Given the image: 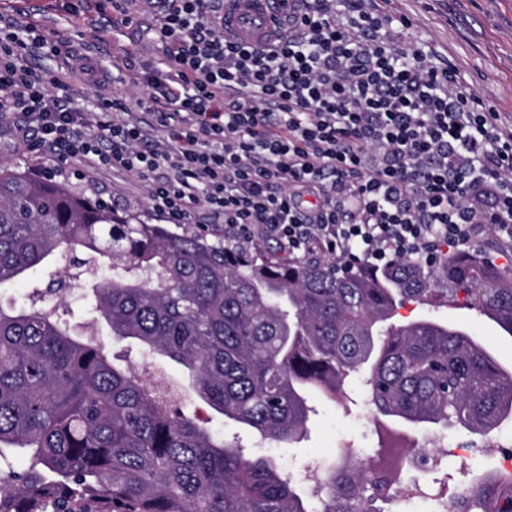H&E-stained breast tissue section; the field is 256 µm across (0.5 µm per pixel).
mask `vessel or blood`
<instances>
[{
    "label": "vessel or blood",
    "instance_id": "b4317fda",
    "mask_svg": "<svg viewBox=\"0 0 512 512\" xmlns=\"http://www.w3.org/2000/svg\"><path fill=\"white\" fill-rule=\"evenodd\" d=\"M287 0H226L224 4V35L244 44H271L272 18L287 12Z\"/></svg>",
    "mask_w": 512,
    "mask_h": 512
}]
</instances>
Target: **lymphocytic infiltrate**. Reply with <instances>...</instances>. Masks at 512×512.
I'll return each mask as SVG.
<instances>
[{
    "mask_svg": "<svg viewBox=\"0 0 512 512\" xmlns=\"http://www.w3.org/2000/svg\"><path fill=\"white\" fill-rule=\"evenodd\" d=\"M163 55L146 95L113 102L99 133L62 93L94 83L90 60L38 71L28 48L63 46L33 23L0 35V118L28 149L152 178V208L185 224L198 206L240 238L255 228L289 252L389 265L488 233L512 248V120L455 64L410 41L379 0H300L288 35L257 48L224 37V0H146Z\"/></svg>",
    "mask_w": 512,
    "mask_h": 512,
    "instance_id": "obj_1",
    "label": "lymphocytic infiltrate"
}]
</instances>
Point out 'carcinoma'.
<instances>
[{"mask_svg":"<svg viewBox=\"0 0 512 512\" xmlns=\"http://www.w3.org/2000/svg\"><path fill=\"white\" fill-rule=\"evenodd\" d=\"M120 273L99 276L104 262ZM62 272L47 282L37 267ZM30 282L28 303H0V512H314L272 456L247 455L202 426L196 400L264 440L301 438L308 393L334 401L367 370L374 427L459 428L485 444L512 423V373L464 329L428 317L396 325L413 302L458 301L512 335V272L479 249L377 267L287 261L92 203L70 186L0 163V286ZM90 285L80 329L65 297ZM106 324L163 373L115 363ZM30 460L16 470L4 453ZM446 450L418 456L388 434L372 453L321 466L319 512L399 503L406 471L424 476ZM448 512H512V481L481 471Z\"/></svg>","mask_w":512,"mask_h":512,"instance_id":"obj_1","label":"carcinoma"}]
</instances>
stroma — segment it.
Masks as SVG:
<instances>
[{
	"instance_id": "obj_1",
	"label": "stroma",
	"mask_w": 512,
	"mask_h": 512,
	"mask_svg": "<svg viewBox=\"0 0 512 512\" xmlns=\"http://www.w3.org/2000/svg\"><path fill=\"white\" fill-rule=\"evenodd\" d=\"M391 7L412 20V40L433 43L444 59L464 72L478 96L494 106L502 118L512 117V0H392ZM22 11L42 34L49 36L60 29L68 38L58 54L42 60L43 68L69 67L74 55L87 54L93 46L104 67L119 76L118 84L105 86L74 80L69 93L73 103L92 106L100 120L104 119L105 103L111 98H120L128 108H135L144 91L127 83V64L148 62L158 54L150 41L149 29L154 20L149 12L143 10L136 14L125 37L116 41L111 34L97 28L102 19L111 17L112 0H0V21L9 22ZM71 11L76 12L78 23L64 26L63 21ZM0 162L20 164L37 179L42 169L51 166L52 159L47 155L34 157L22 142L15 140L12 120L7 117L0 120ZM61 178L89 199L110 200L117 209L137 211L152 224L161 221L149 206L144 183L131 179L123 171L103 168L78 177L66 171ZM398 314L403 320L432 316L462 327L485 346L504 370L512 371V336L465 303L437 309L409 304L399 309ZM314 407L316 412L307 422V436L297 444L260 443L258 437L223 420L205 404H197L196 410L208 418L214 432L229 438L239 437L246 449L258 450L259 454L274 455L294 475L308 464L329 460L340 444L361 449L375 447L376 440L360 405L318 401Z\"/></svg>"
}]
</instances>
